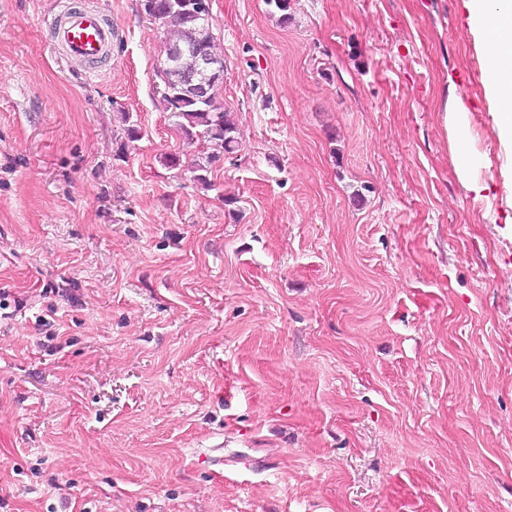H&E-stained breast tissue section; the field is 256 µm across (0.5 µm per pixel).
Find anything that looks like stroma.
Returning a JSON list of instances; mask_svg holds the SVG:
<instances>
[{
    "label": "stroma",
    "mask_w": 512,
    "mask_h": 512,
    "mask_svg": "<svg viewBox=\"0 0 512 512\" xmlns=\"http://www.w3.org/2000/svg\"><path fill=\"white\" fill-rule=\"evenodd\" d=\"M78 7L91 67L46 24ZM212 14L204 186L139 0H0V512H512V151L466 0ZM48 22L63 54L78 61L102 57L115 33L112 22L92 10L53 16Z\"/></svg>",
    "instance_id": "35a3bbf8"
}]
</instances>
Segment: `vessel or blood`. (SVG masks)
Wrapping results in <instances>:
<instances>
[{
    "label": "vessel or blood",
    "instance_id": "vessel-or-blood-1",
    "mask_svg": "<svg viewBox=\"0 0 512 512\" xmlns=\"http://www.w3.org/2000/svg\"><path fill=\"white\" fill-rule=\"evenodd\" d=\"M49 26L63 54L78 61L102 57L114 37L111 21L92 10L52 17Z\"/></svg>",
    "mask_w": 512,
    "mask_h": 512
}]
</instances>
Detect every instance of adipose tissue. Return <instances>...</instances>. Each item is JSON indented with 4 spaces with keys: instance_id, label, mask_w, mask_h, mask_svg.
Masks as SVG:
<instances>
[{
    "instance_id": "1",
    "label": "adipose tissue",
    "mask_w": 512,
    "mask_h": 512,
    "mask_svg": "<svg viewBox=\"0 0 512 512\" xmlns=\"http://www.w3.org/2000/svg\"><path fill=\"white\" fill-rule=\"evenodd\" d=\"M466 5L481 21L473 31L475 39L488 48L485 90L498 137L512 147V0H467Z\"/></svg>"
}]
</instances>
